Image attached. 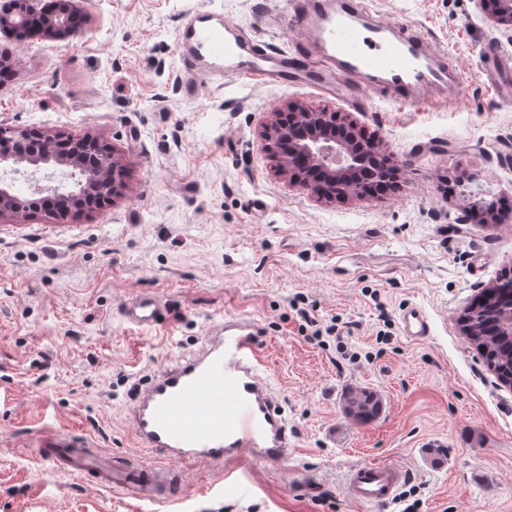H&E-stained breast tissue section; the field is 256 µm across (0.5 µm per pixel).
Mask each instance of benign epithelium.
Listing matches in <instances>:
<instances>
[{
  "label": "benign epithelium",
  "mask_w": 512,
  "mask_h": 512,
  "mask_svg": "<svg viewBox=\"0 0 512 512\" xmlns=\"http://www.w3.org/2000/svg\"><path fill=\"white\" fill-rule=\"evenodd\" d=\"M497 22L512 29V0H491ZM81 0H57L54 13L41 16L34 0H6L0 7V29L33 25L44 35L66 40L77 34L76 19ZM338 119L334 112H323L294 105L286 112L273 113L269 137L286 149L285 173L290 183L311 195L324 198H349L361 194L355 172L363 169L369 179L385 181L411 165V160L391 161L382 157L378 147L352 133L336 136ZM24 130H0V168L21 164L34 171L49 166L81 176L88 192L115 196L123 183L126 164L123 156L106 149L90 164L85 153L98 145L93 138L61 139L47 137V151L28 153ZM22 213L21 199L14 183L0 176V217Z\"/></svg>",
  "instance_id": "1"
}]
</instances>
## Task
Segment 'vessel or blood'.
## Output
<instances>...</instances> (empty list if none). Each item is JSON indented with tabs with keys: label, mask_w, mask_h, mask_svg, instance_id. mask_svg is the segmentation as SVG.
<instances>
[{
	"label": "vessel or blood",
	"mask_w": 512,
	"mask_h": 512,
	"mask_svg": "<svg viewBox=\"0 0 512 512\" xmlns=\"http://www.w3.org/2000/svg\"><path fill=\"white\" fill-rule=\"evenodd\" d=\"M364 12L362 0H303L289 19L303 40L288 52L256 39L223 10L189 11L175 34L183 92L193 95L200 81L219 79L227 86H300L354 103L377 92L415 106L427 90H453L447 54L431 52L415 26L371 24ZM501 66L499 56L484 57L482 73L511 102L512 84L500 80ZM355 76L364 84L353 85ZM164 307L161 296L144 292L124 303L119 316L130 329L144 331L159 324ZM400 324L412 341L431 332L416 305L403 309ZM264 370L255 326L224 320L137 390L126 419L141 455L112 453L91 437L47 426L37 437L35 458L99 491L157 503L183 499L178 467L187 463L223 466L225 489L235 488L249 466L282 462L292 451L288 416ZM406 477L393 464H358L347 473L345 492L356 503L388 506Z\"/></svg>",
	"instance_id": "vessel-or-blood-1"
}]
</instances>
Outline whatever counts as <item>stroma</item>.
Returning a JSON list of instances; mask_svg holds the SVG:
<instances>
[{"mask_svg":"<svg viewBox=\"0 0 512 512\" xmlns=\"http://www.w3.org/2000/svg\"><path fill=\"white\" fill-rule=\"evenodd\" d=\"M295 0H85L78 36L0 31L13 75L0 82V126L95 135L127 162L122 196L94 211L39 208L0 218V512H512V389L463 336L478 294L512 276V102L480 69L512 59V31L477 0H374L377 21L404 20L447 50L460 94L401 107L350 105L302 87L227 88L185 97L175 55L180 17L213 5L287 49L274 24ZM298 103L341 113L397 159V187L327 201L292 186L267 146L273 112ZM477 178L484 193L471 196ZM499 223L485 224L486 208ZM143 291L167 302L155 329L122 323ZM422 307L428 338L401 333ZM307 309L336 335L302 331ZM259 330L264 374L281 393L294 454L255 464L239 488L211 495L218 466L182 468L173 506L98 492L41 465L34 442L56 425L132 452L125 421L137 379L193 350L226 318ZM388 331L387 341L377 338ZM376 391L362 423L345 391ZM390 462L410 480L374 509L349 500L346 470ZM403 335L412 341H420L430 335L431 328L428 315L419 306L412 305L404 308L400 315Z\"/></svg>","mask_w":512,"mask_h":512,"instance_id":"stroma-1","label":"stroma"}]
</instances>
